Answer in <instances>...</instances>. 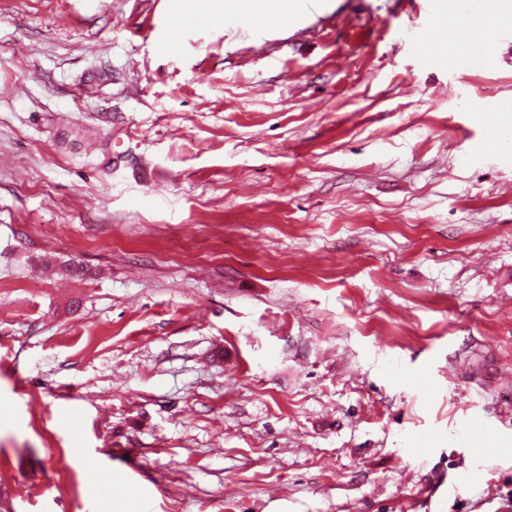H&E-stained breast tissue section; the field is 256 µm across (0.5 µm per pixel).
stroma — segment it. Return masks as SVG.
<instances>
[{
    "mask_svg": "<svg viewBox=\"0 0 512 512\" xmlns=\"http://www.w3.org/2000/svg\"><path fill=\"white\" fill-rule=\"evenodd\" d=\"M171 3L0 0V512H512V44ZM462 26L470 33V42L463 46L457 53L449 58L445 57L440 59L439 62L448 65V67L470 68L473 63L474 56L472 53L474 49L484 42L483 47L475 51V56L477 65L486 63L496 46L495 32L486 33L484 40V34L488 28L486 22L471 18L463 21Z\"/></svg>",
    "mask_w": 512,
    "mask_h": 512,
    "instance_id": "obj_1",
    "label": "stroma"
}]
</instances>
